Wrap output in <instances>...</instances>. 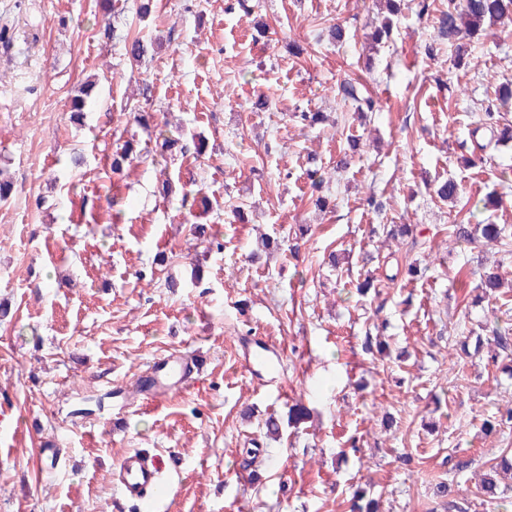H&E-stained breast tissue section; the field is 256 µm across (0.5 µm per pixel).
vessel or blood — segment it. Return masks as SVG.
<instances>
[{
	"label": "vessel or blood",
	"mask_w": 512,
	"mask_h": 512,
	"mask_svg": "<svg viewBox=\"0 0 512 512\" xmlns=\"http://www.w3.org/2000/svg\"><path fill=\"white\" fill-rule=\"evenodd\" d=\"M194 374L192 357L172 355L154 361L151 376L137 381L132 393L143 399H163L194 383ZM167 471L161 458L134 450L122 457L114 480L124 497L137 503L140 512H160L167 490Z\"/></svg>",
	"instance_id": "b4317fda"
}]
</instances>
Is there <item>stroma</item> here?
<instances>
[{
    "label": "stroma",
    "mask_w": 512,
    "mask_h": 512,
    "mask_svg": "<svg viewBox=\"0 0 512 512\" xmlns=\"http://www.w3.org/2000/svg\"><path fill=\"white\" fill-rule=\"evenodd\" d=\"M255 2L247 17L227 0H157L142 19L134 0H0V174L13 184L0 203V512H133L112 483L132 448L178 460L168 512H351L363 489L382 512H512V489L497 509L477 490L512 454V426L481 430L512 408V362L464 348L512 324V302L477 288L492 272L512 290V236L481 234L512 233V140L484 126L489 108L512 125V98L496 97L512 81V17L430 54L448 0L426 15L402 0L394 17L374 0ZM388 17L392 43L372 44ZM128 35L148 45L141 68ZM89 78L96 105L79 125L70 102ZM346 80L376 99L366 119L342 100ZM179 129L206 153L159 155ZM132 137L147 154L112 174ZM449 179L448 201L436 188ZM197 188L213 202L203 216L181 201ZM396 224L407 233L389 236ZM369 336L389 352H366ZM262 340L275 374L242 364V344ZM196 349L209 363L193 385L124 406L150 361ZM46 443L68 471L45 469Z\"/></svg>",
    "instance_id": "stroma-1"
}]
</instances>
